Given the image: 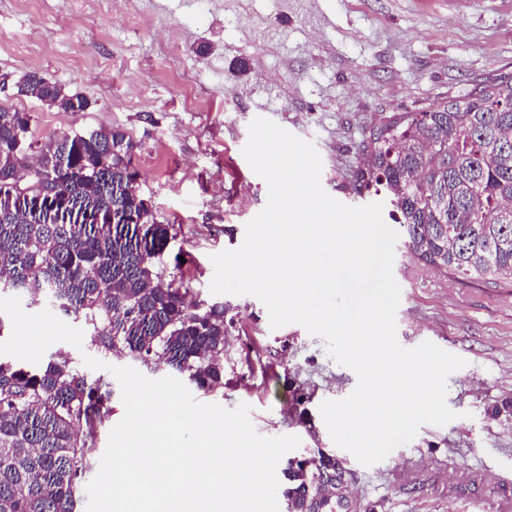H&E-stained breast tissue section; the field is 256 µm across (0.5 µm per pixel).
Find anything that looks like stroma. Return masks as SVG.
<instances>
[{"label":"stroma","mask_w":512,"mask_h":512,"mask_svg":"<svg viewBox=\"0 0 512 512\" xmlns=\"http://www.w3.org/2000/svg\"><path fill=\"white\" fill-rule=\"evenodd\" d=\"M91 17L81 0H0V72L38 73L84 96L65 113L14 91L0 103L31 116L35 140L100 129L134 145L139 193L178 235L162 264L193 300L222 306L224 385L202 403L251 408L265 437L295 435L303 453L344 459L351 512H498L512 488V281L434 271L395 245L397 340L429 341L466 361L447 379L458 417L422 425L366 467L336 446L319 406L348 396L357 376L298 324L271 329L250 295H214L211 254L239 247L268 185L242 154L248 126L272 120L312 142L321 184L346 191L365 131L512 73V0H129Z\"/></svg>","instance_id":"stroma-1"}]
</instances>
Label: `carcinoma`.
Wrapping results in <instances>:
<instances>
[{
	"label": "carcinoma",
	"mask_w": 512,
	"mask_h": 512,
	"mask_svg": "<svg viewBox=\"0 0 512 512\" xmlns=\"http://www.w3.org/2000/svg\"><path fill=\"white\" fill-rule=\"evenodd\" d=\"M49 109L85 99L36 73L0 84ZM134 144L119 130L32 139L30 116L0 105V290L52 295L106 354L163 363L209 392L224 385V310L157 272L174 224L129 187ZM351 192L382 199L406 253L440 272L512 280V74L368 128ZM112 391L61 354L26 369L0 360V512H75ZM313 457L288 460L296 512H333Z\"/></svg>",
	"instance_id": "1"
}]
</instances>
